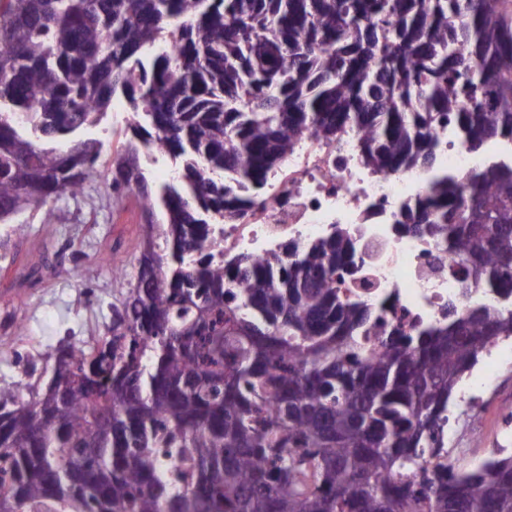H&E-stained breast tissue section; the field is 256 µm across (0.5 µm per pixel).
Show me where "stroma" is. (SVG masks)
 Listing matches in <instances>:
<instances>
[{
	"mask_svg": "<svg viewBox=\"0 0 512 512\" xmlns=\"http://www.w3.org/2000/svg\"><path fill=\"white\" fill-rule=\"evenodd\" d=\"M128 103L115 95L99 126L82 138L101 141L100 161L111 165L130 139ZM112 189L99 182L84 195L63 194L52 202L54 221L27 214L22 226L0 223V386L17 387L40 376L48 356L62 341L85 343L103 335L112 321V303L121 291L102 255H138L147 226L137 193L127 192L113 205ZM478 371L497 374L482 401L484 420L478 434L462 431L448 454L455 470L474 468L493 448H512V429L502 418L512 410V363L482 359Z\"/></svg>",
	"mask_w": 512,
	"mask_h": 512,
	"instance_id": "stroma-1",
	"label": "stroma"
}]
</instances>
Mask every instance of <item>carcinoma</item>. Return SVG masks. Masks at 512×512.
Segmentation results:
<instances>
[{"instance_id":"carcinoma-1","label":"carcinoma","mask_w":512,"mask_h":512,"mask_svg":"<svg viewBox=\"0 0 512 512\" xmlns=\"http://www.w3.org/2000/svg\"><path fill=\"white\" fill-rule=\"evenodd\" d=\"M130 105L112 166L97 140ZM452 117L512 143V0H0V223L99 181L167 227L90 348L0 387V512H512V454L420 469L481 357L512 341V162L435 179L395 223L461 259L492 304L406 331L336 288L335 227L265 260L209 251L263 204L304 133L359 134L376 172L430 168ZM179 165L152 188L141 148ZM383 337L380 351L361 342ZM107 112L99 126L82 131L75 138L101 141L100 163L110 166L116 157L117 150L132 138L131 132L127 128L129 106L120 92L113 97Z\"/></svg>"}]
</instances>
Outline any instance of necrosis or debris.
<instances>
[{
	"label": "necrosis or debris",
	"instance_id": "necrosis-or-debris-1",
	"mask_svg": "<svg viewBox=\"0 0 512 512\" xmlns=\"http://www.w3.org/2000/svg\"><path fill=\"white\" fill-rule=\"evenodd\" d=\"M434 137L435 167L384 174L363 163L354 131L330 144L304 135L287 159V174L271 180L266 202L244 223L225 225L216 252L261 259L288 242L304 247L336 224L348 229L358 262L346 276L345 293L380 307L386 323L429 324L448 309L484 301L481 289L463 293L462 268L449 252L394 222L436 173L461 181L487 163L486 154L461 141L453 123L440 125Z\"/></svg>",
	"mask_w": 512,
	"mask_h": 512
}]
</instances>
